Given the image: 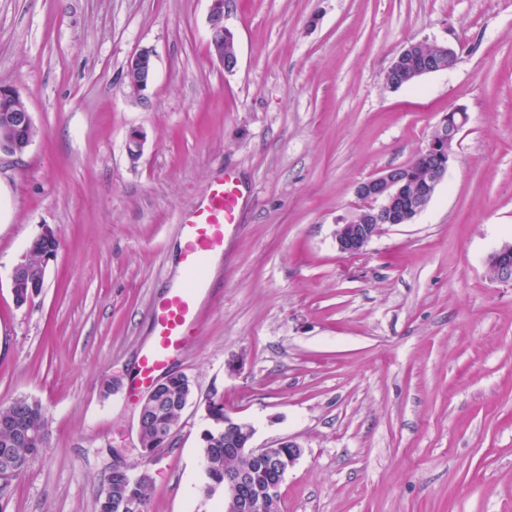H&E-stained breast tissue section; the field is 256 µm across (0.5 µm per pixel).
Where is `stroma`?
I'll return each instance as SVG.
<instances>
[{
  "mask_svg": "<svg viewBox=\"0 0 512 512\" xmlns=\"http://www.w3.org/2000/svg\"><path fill=\"white\" fill-rule=\"evenodd\" d=\"M209 6L0 0V85L37 128L23 156L0 154V404L35 399L48 425L0 512H97L113 448L149 472L148 512H224L199 493L213 397L253 446L300 444L279 512H512V282L487 267L512 243V0H224L230 72ZM411 41L466 49L386 88ZM143 49L137 100L124 73ZM453 108L469 121L426 209L338 252L356 186L408 163ZM228 168L247 188L242 234L170 366L193 399L145 460L136 358L180 277L178 219ZM47 228L42 291L16 306L11 271ZM210 8L207 17L209 28V48L211 55L221 63L224 68L233 71L237 64V55L227 59L236 52L235 42H224V36L231 40L232 32L224 25V0H210ZM152 52L148 49L140 50L133 55L126 66V86L129 95L136 99H143L145 92L152 83L154 65Z\"/></svg>",
  "mask_w": 512,
  "mask_h": 512,
  "instance_id": "1",
  "label": "stroma"
}]
</instances>
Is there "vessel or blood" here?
Listing matches in <instances>:
<instances>
[{
  "mask_svg": "<svg viewBox=\"0 0 512 512\" xmlns=\"http://www.w3.org/2000/svg\"><path fill=\"white\" fill-rule=\"evenodd\" d=\"M243 185L230 171L215 178L201 199L179 218V262L184 281L154 302L152 336L136 362L133 389L150 386L193 340L213 258L241 227Z\"/></svg>",
  "mask_w": 512,
  "mask_h": 512,
  "instance_id": "1",
  "label": "vessel or blood"
}]
</instances>
